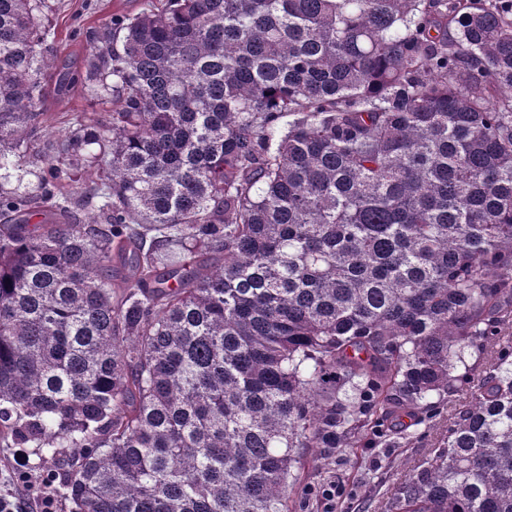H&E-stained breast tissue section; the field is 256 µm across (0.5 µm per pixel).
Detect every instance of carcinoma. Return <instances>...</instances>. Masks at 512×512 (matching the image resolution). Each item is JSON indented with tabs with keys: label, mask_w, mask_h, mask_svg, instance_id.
I'll use <instances>...</instances> for the list:
<instances>
[{
	"label": "carcinoma",
	"mask_w": 512,
	"mask_h": 512,
	"mask_svg": "<svg viewBox=\"0 0 512 512\" xmlns=\"http://www.w3.org/2000/svg\"><path fill=\"white\" fill-rule=\"evenodd\" d=\"M46 8L0 0V446L68 512H300L296 449L495 336L388 512H512V0H145L60 140ZM48 112L46 134L58 137L65 133L68 116L79 112H112V98H91L81 87H75L62 98H49L44 104Z\"/></svg>",
	"instance_id": "obj_1"
}]
</instances>
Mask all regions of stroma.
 Listing matches in <instances>:
<instances>
[{
  "label": "stroma",
  "instance_id": "obj_1",
  "mask_svg": "<svg viewBox=\"0 0 512 512\" xmlns=\"http://www.w3.org/2000/svg\"><path fill=\"white\" fill-rule=\"evenodd\" d=\"M46 19L55 32L53 47L71 69L82 66L86 54L84 32L98 28L113 15L137 12L143 0H46ZM46 134L58 137L65 133L67 118L79 112L112 110L108 98H93L82 88H74L62 98L47 99ZM465 398L464 392L450 394L439 417L419 425L401 428V410H394L385 420L382 437L366 440L357 448H345L323 456L318 449L305 448L295 467L300 486L324 488L341 484L335 501L322 496L310 498L303 512H385L398 482L424 465L434 454L444 434L448 419Z\"/></svg>",
  "mask_w": 512,
  "mask_h": 512
}]
</instances>
